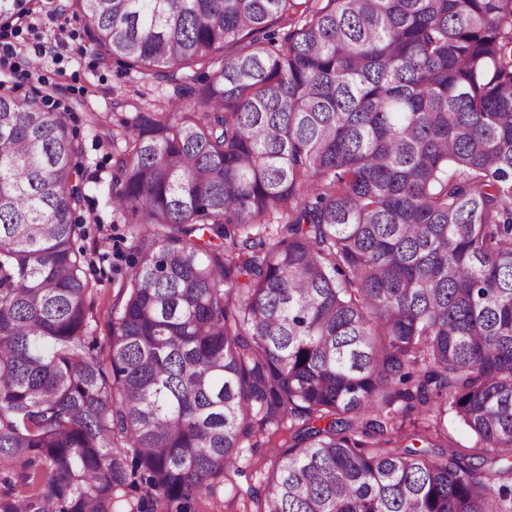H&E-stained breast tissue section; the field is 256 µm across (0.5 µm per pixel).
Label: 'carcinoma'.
<instances>
[{
	"label": "carcinoma",
	"instance_id": "1",
	"mask_svg": "<svg viewBox=\"0 0 512 512\" xmlns=\"http://www.w3.org/2000/svg\"><path fill=\"white\" fill-rule=\"evenodd\" d=\"M63 9L168 111L112 129L101 345L71 113L0 83V512H219L248 443L242 512H512V0ZM273 448L259 446L258 448H243L241 451V467L246 470L247 475L250 474L248 482L244 479L240 481V492L237 501L233 505L230 504V499L224 497V507L221 509L223 512H239V503L242 502L241 498L247 499V491L252 487L254 491L262 492L267 472L271 469V460L273 459ZM261 468V473L257 472ZM226 504V505H225Z\"/></svg>",
	"mask_w": 512,
	"mask_h": 512
}]
</instances>
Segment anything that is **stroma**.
<instances>
[{"instance_id": "stroma-1", "label": "stroma", "mask_w": 512, "mask_h": 512, "mask_svg": "<svg viewBox=\"0 0 512 512\" xmlns=\"http://www.w3.org/2000/svg\"><path fill=\"white\" fill-rule=\"evenodd\" d=\"M7 43L30 53L46 45L52 52L42 60L38 79L17 81L10 74L0 82L23 99L39 100L51 112L74 115L73 130L85 149L88 201L82 216L89 226L85 245L106 255L105 276L94 294V312L107 322L117 286L128 275L130 238L123 218L107 206L112 193L115 145L107 133L112 124L141 107L165 99V85L145 82L141 74L115 61H104L88 40L86 23L72 12L43 11L13 22Z\"/></svg>"}]
</instances>
